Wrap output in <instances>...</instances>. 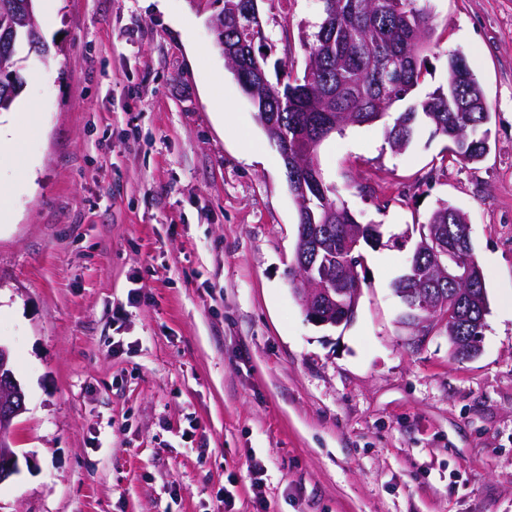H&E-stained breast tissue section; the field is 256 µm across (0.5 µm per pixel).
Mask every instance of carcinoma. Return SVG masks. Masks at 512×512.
<instances>
[{"mask_svg":"<svg viewBox=\"0 0 512 512\" xmlns=\"http://www.w3.org/2000/svg\"><path fill=\"white\" fill-rule=\"evenodd\" d=\"M217 8L210 16L224 30L216 43L236 49L248 66L236 75L257 119L284 163L288 184L306 188L308 203L296 202L300 224L331 227L341 238L344 227L358 223L335 188L326 183L317 162L321 142L350 125L383 122L392 151L401 153L419 129L448 140V149L464 163H477L489 150L491 116L484 93L465 59L446 58L444 81L420 95L422 79L430 73L434 28L429 0H320L323 20L303 40L307 52L303 77H268V57L256 47L268 44L265 29L249 26L242 0H207ZM0 112L10 111L24 85L25 48L41 45L35 0H6L0 10ZM448 227V257L453 267L474 257L466 214L445 200L427 218ZM455 300L452 328L458 336H480L478 323L488 314L483 274L464 285L453 276L442 285Z\"/></svg>","mask_w":512,"mask_h":512,"instance_id":"1","label":"carcinoma"}]
</instances>
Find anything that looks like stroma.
<instances>
[{
	"instance_id": "stroma-1",
	"label": "stroma",
	"mask_w": 512,
	"mask_h": 512,
	"mask_svg": "<svg viewBox=\"0 0 512 512\" xmlns=\"http://www.w3.org/2000/svg\"><path fill=\"white\" fill-rule=\"evenodd\" d=\"M48 54L0 182V343L25 393L0 512H512V0H431L434 88L463 54L489 151L422 129L330 134L327 183L383 237L465 211L490 310L481 351L407 340L411 248L363 247L356 315L307 320L288 281L283 161L193 0H37ZM319 0H284L270 60L302 76ZM291 45H284L283 32Z\"/></svg>"
}]
</instances>
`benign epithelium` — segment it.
Returning a JSON list of instances; mask_svg holds the SVG:
<instances>
[{
  "instance_id": "1",
  "label": "benign epithelium",
  "mask_w": 512,
  "mask_h": 512,
  "mask_svg": "<svg viewBox=\"0 0 512 512\" xmlns=\"http://www.w3.org/2000/svg\"><path fill=\"white\" fill-rule=\"evenodd\" d=\"M402 282H412L419 276V258L429 253L437 258L448 255V237L442 227L425 225ZM293 291L310 322L319 326L337 327L353 320L361 293V278L357 266L351 265L348 277L340 280L333 275L328 261L303 264L295 268ZM410 308L418 311L408 324L412 341L424 340L430 325L438 317H448V296L427 288H399ZM451 352L462 358L480 353V337L452 336ZM25 411V394L11 367V354L0 344V483L19 472V456L14 446V420Z\"/></svg>"
}]
</instances>
